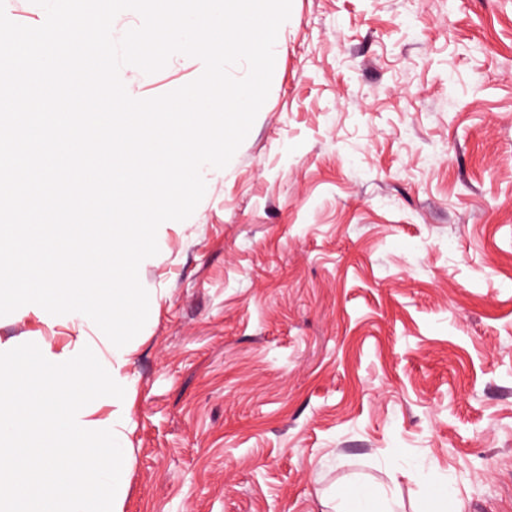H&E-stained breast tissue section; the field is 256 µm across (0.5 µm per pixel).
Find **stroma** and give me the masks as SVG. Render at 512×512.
Returning <instances> with one entry per match:
<instances>
[{
	"mask_svg": "<svg viewBox=\"0 0 512 512\" xmlns=\"http://www.w3.org/2000/svg\"><path fill=\"white\" fill-rule=\"evenodd\" d=\"M173 56L121 78L152 98ZM139 267L122 512H512V0H293L269 96ZM94 326L0 316L55 347ZM343 512H393V503L368 486L358 489L346 501Z\"/></svg>",
	"mask_w": 512,
	"mask_h": 512,
	"instance_id": "obj_1",
	"label": "stroma"
}]
</instances>
